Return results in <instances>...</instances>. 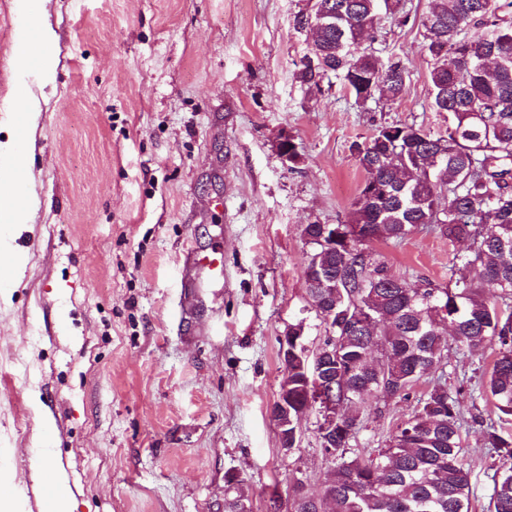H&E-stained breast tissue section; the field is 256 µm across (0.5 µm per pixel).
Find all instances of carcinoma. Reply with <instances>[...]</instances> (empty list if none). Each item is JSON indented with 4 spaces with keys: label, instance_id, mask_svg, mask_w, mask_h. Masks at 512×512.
I'll return each mask as SVG.
<instances>
[{
    "label": "carcinoma",
    "instance_id": "cac0c4a2",
    "mask_svg": "<svg viewBox=\"0 0 512 512\" xmlns=\"http://www.w3.org/2000/svg\"><path fill=\"white\" fill-rule=\"evenodd\" d=\"M390 17L411 13L400 0H315L294 18L312 34L294 72L306 90L334 76L355 102L391 100L407 92L399 59L381 66L360 48ZM432 60L434 111L448 114L444 133L413 124L379 127L354 144L367 173L343 224H305L302 236L317 258L304 274L308 292L329 327L323 345L336 376V434L318 435L336 479L305 493L296 512H469L470 483L459 455L461 415L444 383L419 399L374 457H347L358 416L373 397L408 398L437 368L448 340L465 351L498 345L482 392L498 420L512 419V0H431L420 20ZM336 236L323 235L324 228ZM435 230L469 242L454 257V284L410 283L392 275L371 244L403 241ZM301 365L288 364V414L300 422L307 397ZM485 445L501 457L488 512H512V433L490 422Z\"/></svg>",
    "mask_w": 512,
    "mask_h": 512
}]
</instances>
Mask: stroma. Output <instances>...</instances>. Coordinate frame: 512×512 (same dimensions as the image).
Listing matches in <instances>:
<instances>
[{
    "label": "stroma",
    "mask_w": 512,
    "mask_h": 512,
    "mask_svg": "<svg viewBox=\"0 0 512 512\" xmlns=\"http://www.w3.org/2000/svg\"><path fill=\"white\" fill-rule=\"evenodd\" d=\"M307 0H0V142L27 95L40 103L12 244L21 276L0 285V481L41 512L43 471L64 474L74 512H224L236 477L249 512H285L292 487L320 492L332 466L320 416L280 445L270 410L285 378L280 342L329 334L307 293L303 224L347 219L366 178L352 149L382 125L439 133L420 26L385 19L367 48L400 58L410 88L356 103L338 78L311 93L293 74ZM56 34L54 71L33 37ZM31 39V62L14 48ZM289 134L300 160L276 150ZM220 251L223 272L185 265ZM374 249L391 273L447 285L465 246L439 232ZM497 346L449 345L409 399L367 409L354 453L385 447L437 382L463 417L471 512H487L500 466L479 397ZM51 435H44V421Z\"/></svg>",
    "instance_id": "obj_1"
}]
</instances>
